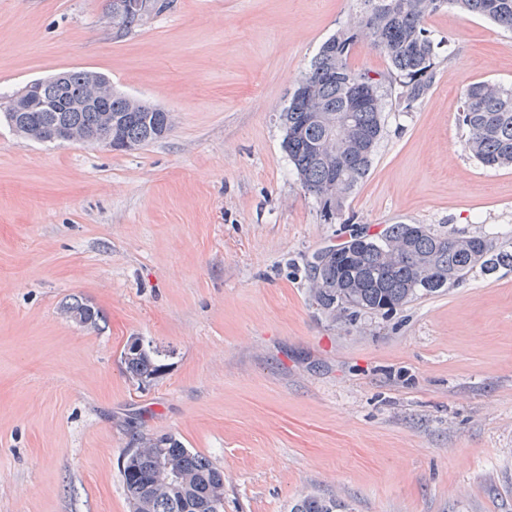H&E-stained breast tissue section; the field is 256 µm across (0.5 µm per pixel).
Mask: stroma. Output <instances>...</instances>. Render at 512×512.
Wrapping results in <instances>:
<instances>
[{"label":"stroma","instance_id":"1","mask_svg":"<svg viewBox=\"0 0 512 512\" xmlns=\"http://www.w3.org/2000/svg\"><path fill=\"white\" fill-rule=\"evenodd\" d=\"M110 0H0V102L59 71L105 74L174 117L140 149L41 142L0 122V512H130L134 431L224 472V512H512V269L390 315L330 321L308 264L404 222L512 243V168L465 152L462 93L512 82V33L445 9L432 92L384 115L368 175L324 220L278 115L356 0H170L113 39ZM81 296L106 318L61 312ZM169 354L148 388L120 352ZM345 504L336 496L306 494L300 496L291 506L290 512H339Z\"/></svg>","mask_w":512,"mask_h":512}]
</instances>
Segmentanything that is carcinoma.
<instances>
[{
	"mask_svg": "<svg viewBox=\"0 0 512 512\" xmlns=\"http://www.w3.org/2000/svg\"><path fill=\"white\" fill-rule=\"evenodd\" d=\"M112 0V38L145 25L165 7L163 0H136L129 15ZM359 10L328 38L296 83L280 113L283 149L305 194L319 202L324 217L342 214L348 198L368 175L383 135L389 106L411 112L433 89L440 49L427 19L446 3L484 17L512 32V0H357ZM367 47L384 55L383 72L354 69L352 54ZM50 107L10 112L4 121L27 134L48 131L59 120L72 141L84 143L100 131L112 132V150L126 152L163 137L173 126L171 113L115 90L105 76L69 70L59 86L42 84ZM467 153L480 165L512 168V85L482 81L463 93L459 118ZM512 268V251L482 234L436 233L424 224H390L380 234L350 239L308 266L310 301L326 317L350 322L366 314L386 315L423 297L458 287L480 272ZM62 311L96 329L102 311L73 297ZM163 353L152 341L128 339L120 353L129 379L138 386L156 383L165 373ZM174 474L177 480L168 479ZM132 512H224V471L193 452L174 435L140 432L131 442L121 471ZM334 496L306 494L290 512H341Z\"/></svg>",
	"mask_w": 512,
	"mask_h": 512,
	"instance_id": "1",
	"label": "carcinoma"
}]
</instances>
